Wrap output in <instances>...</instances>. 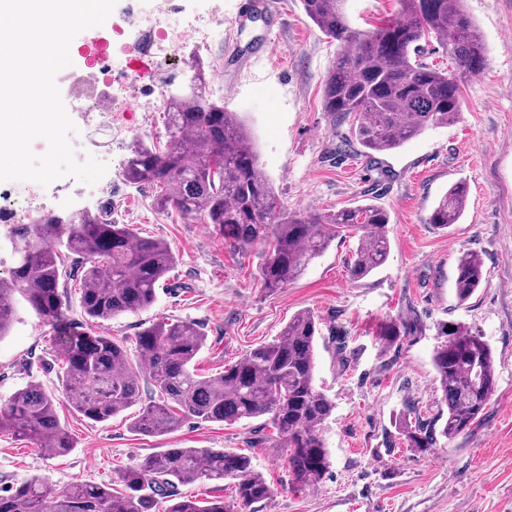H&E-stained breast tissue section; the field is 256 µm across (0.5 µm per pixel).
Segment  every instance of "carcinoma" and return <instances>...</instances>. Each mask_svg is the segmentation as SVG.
I'll return each mask as SVG.
<instances>
[{
	"label": "carcinoma",
	"mask_w": 512,
	"mask_h": 512,
	"mask_svg": "<svg viewBox=\"0 0 512 512\" xmlns=\"http://www.w3.org/2000/svg\"><path fill=\"white\" fill-rule=\"evenodd\" d=\"M401 11L368 29L354 27L345 0H300L306 17L339 44L323 89V109L338 122L350 121L352 144L372 159L399 148L429 127L455 121L462 108V86L485 66L483 36L463 8V0H398ZM434 41L455 67L444 71L425 62V44ZM190 83L164 101L165 137L160 147L138 139L123 168L136 187L158 188L155 205L162 214L211 224L224 241L241 249L267 245L259 268L267 289L288 286L322 253L342 228L358 233L349 277L358 282L383 266L390 253L385 228L389 213L367 204L342 208L327 217L290 212L279 202L262 168L251 135L235 112L212 100L210 73L191 64ZM468 196L463 183L452 185L426 217L446 228L458 223ZM81 273L80 303L88 327L63 335L58 360L61 395L85 419L103 423L139 406L133 430L160 436L192 417L207 423L266 418L284 447L294 480H320L331 467L321 435L336 409L315 384L318 322L308 311L292 316L280 335L243 355L223 372L204 376L194 362L205 336L187 321L157 322L134 338L138 362L128 346L92 327L116 316L138 313L156 300L160 282L176 262L165 242L137 235L102 213L40 214L23 228L13 246V266L0 278V339L7 336L24 302L39 319L61 322L67 293L64 259ZM485 280L484 263L473 251L457 258L454 291L467 301ZM456 330H450V326ZM432 365L439 404L448 413L428 421L416 407L402 426L407 446L423 456L438 439L467 434L495 392L498 374L489 343L463 325L443 322ZM149 367L156 398L141 404L138 363ZM58 394L40 385L17 390L0 406V433L32 444H47L62 457L75 441L57 414ZM235 487L239 512L272 495L271 486L251 458L233 451L168 448L125 473L123 489L79 483L56 493L32 476L0 496V512H230L224 501L183 496L178 486L219 483Z\"/></svg>",
	"instance_id": "1"
}]
</instances>
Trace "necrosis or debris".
Here are the masks:
<instances>
[{
    "label": "necrosis or debris",
    "mask_w": 512,
    "mask_h": 512,
    "mask_svg": "<svg viewBox=\"0 0 512 512\" xmlns=\"http://www.w3.org/2000/svg\"><path fill=\"white\" fill-rule=\"evenodd\" d=\"M125 24L115 35L95 39L88 47L89 63L62 81L80 110V135L72 145L84 161L97 136L131 141L129 116L152 112L151 96L162 89L166 74L178 65L188 47L202 48L224 33L221 0H123ZM54 196L47 187L27 185L0 191V240L14 243L21 225L34 221Z\"/></svg>",
    "instance_id": "4bbe7bcc"
}]
</instances>
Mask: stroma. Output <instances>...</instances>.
Here are the masks:
<instances>
[{
  "label": "stroma",
  "instance_id": "obj_1",
  "mask_svg": "<svg viewBox=\"0 0 512 512\" xmlns=\"http://www.w3.org/2000/svg\"><path fill=\"white\" fill-rule=\"evenodd\" d=\"M224 37L204 60L213 66L211 93L239 113L281 204L327 215L375 204L390 215L387 262L355 282L348 263L354 232L328 248L287 287L262 288V246L243 251L210 224L159 214L153 192L121 173L130 146L103 141L114 180L87 197L85 185L61 178L59 212L111 211L144 237L167 242L178 261L148 310L120 315L101 329L132 341L156 320H187L207 344L195 361L213 375L246 351L279 336L308 311L319 322L316 384L335 401L322 430L332 465L321 480L294 483L286 448L273 428L254 419L231 425L184 419L170 434L149 437L131 426L133 411L94 423L60 401L58 416L73 437L71 454L55 458L0 433V491L33 475L63 491L81 483L120 489L122 473L168 448H211L247 455L273 493L253 512H512V0H465L487 45V66L462 89L454 124L435 127L371 160L337 150L348 124L322 107L326 75L339 46L304 15L300 0H268L258 12L244 0H223ZM468 186L459 223L427 224L435 203L457 182ZM475 250L486 278L466 302L453 289L456 260ZM456 321L490 344L498 386L473 429L439 442L428 456L396 436L403 411L437 413L434 348L439 324ZM397 327L399 342L382 337ZM52 327L21 311L0 340V405L30 384L54 388L59 373Z\"/></svg>",
  "mask_w": 512,
  "mask_h": 512
}]
</instances>
